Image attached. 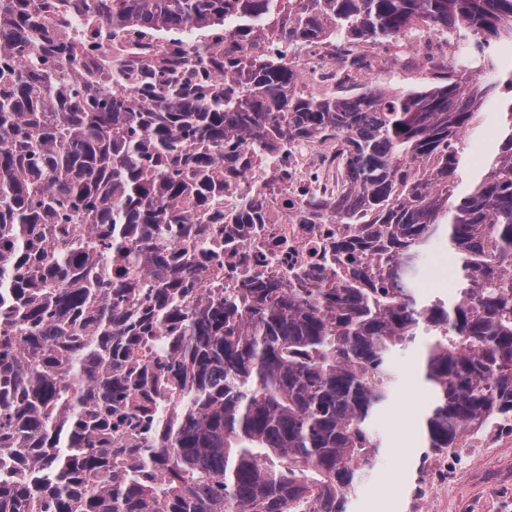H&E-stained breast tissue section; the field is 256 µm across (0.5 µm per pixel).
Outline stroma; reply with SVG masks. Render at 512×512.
Listing matches in <instances>:
<instances>
[{
    "label": "stroma",
    "instance_id": "1",
    "mask_svg": "<svg viewBox=\"0 0 512 512\" xmlns=\"http://www.w3.org/2000/svg\"><path fill=\"white\" fill-rule=\"evenodd\" d=\"M427 337L394 358L393 401L374 423L379 453L348 496V512H512V435L496 447L466 453L454 474L435 472L440 454L425 455L423 417L431 395L423 379Z\"/></svg>",
    "mask_w": 512,
    "mask_h": 512
}]
</instances>
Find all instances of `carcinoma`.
I'll return each instance as SVG.
<instances>
[{
    "instance_id": "obj_1",
    "label": "carcinoma",
    "mask_w": 512,
    "mask_h": 512,
    "mask_svg": "<svg viewBox=\"0 0 512 512\" xmlns=\"http://www.w3.org/2000/svg\"><path fill=\"white\" fill-rule=\"evenodd\" d=\"M93 20L167 50L89 65ZM418 28L470 35L481 73L325 96L288 60ZM511 47L512 0H0V512H346L418 336L430 452L512 420ZM489 109L497 152L460 195ZM318 136L345 179L305 222L357 225L343 274L194 287L224 224L262 221L254 193L224 218V190ZM445 225L459 288L422 299Z\"/></svg>"
}]
</instances>
